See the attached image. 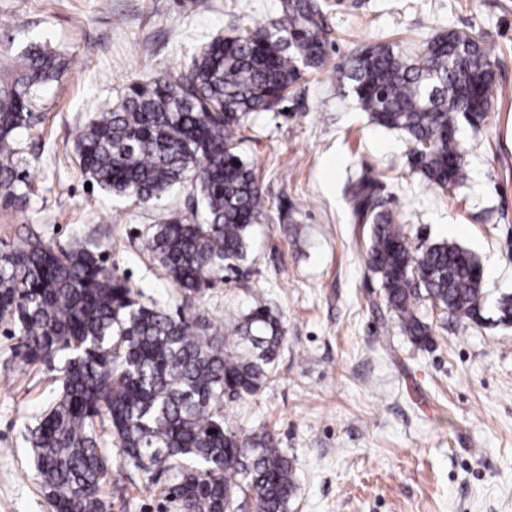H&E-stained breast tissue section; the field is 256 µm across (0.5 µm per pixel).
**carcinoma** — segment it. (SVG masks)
Segmentation results:
<instances>
[{
    "instance_id": "carcinoma-1",
    "label": "carcinoma",
    "mask_w": 512,
    "mask_h": 512,
    "mask_svg": "<svg viewBox=\"0 0 512 512\" xmlns=\"http://www.w3.org/2000/svg\"><path fill=\"white\" fill-rule=\"evenodd\" d=\"M317 0H280L274 32L260 27L217 37L177 75L129 87L81 131L76 150L89 181L148 203L195 182L204 206L150 227L147 249L178 291L199 295L214 274L246 258L265 199L234 138L254 112L281 101L300 70L325 63ZM495 47L450 31L426 51L366 47L343 70L358 109L414 144L412 166L440 189L468 180L456 135L467 113L480 118L496 94ZM12 81L0 79V194L18 190L17 138L33 133L42 89L68 62L42 43L18 54ZM377 182L351 183L354 219L371 225L370 271L384 302L415 342H432L416 313L420 298L461 331L479 323L484 295L474 254L446 241L414 249ZM116 276L77 239L56 249L29 236L0 253V322L18 333L27 363L65 358L59 394L29 429L35 469L53 512H104V436L152 482L174 472L165 498L179 512H237L252 493L256 512H288L293 461L275 439L224 421V406L255 394L273 375L284 338L280 317L258 299L231 333L202 311L175 317Z\"/></svg>"
}]
</instances>
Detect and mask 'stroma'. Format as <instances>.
I'll use <instances>...</instances> for the list:
<instances>
[{"mask_svg": "<svg viewBox=\"0 0 512 512\" xmlns=\"http://www.w3.org/2000/svg\"><path fill=\"white\" fill-rule=\"evenodd\" d=\"M326 63L303 70L280 105L252 113L238 146L266 199L244 261L186 298L144 240L161 214L187 211L189 188L149 203L88 187L80 129L131 84L185 70L217 36L270 26L279 0H0V73L29 42L71 59L44 90L32 135L19 141L30 174L0 198V248L28 233L54 247L82 238L142 302L205 312L222 323L265 297L284 318L275 373L224 419L274 435L295 467L288 512H512V327L495 306L512 294V0H321ZM455 30L493 41L499 92L479 129L461 124L465 186L442 190L409 163L399 131L359 111L340 71L366 46L423 49ZM368 173L412 244L448 241L484 268L486 320L458 335L429 303L423 347L403 332L365 259L369 227L346 194ZM0 322V512H52L39 484L27 424L56 396L59 367L27 364ZM120 457L107 461L110 512H177Z\"/></svg>", "mask_w": 512, "mask_h": 512, "instance_id": "stroma-1", "label": "stroma"}]
</instances>
